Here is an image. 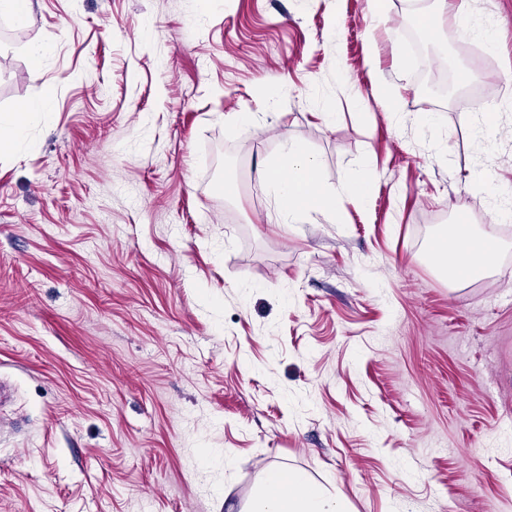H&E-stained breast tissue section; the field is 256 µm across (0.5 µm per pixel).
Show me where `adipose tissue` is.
Here are the masks:
<instances>
[{"label":"adipose tissue","instance_id":"1","mask_svg":"<svg viewBox=\"0 0 512 512\" xmlns=\"http://www.w3.org/2000/svg\"><path fill=\"white\" fill-rule=\"evenodd\" d=\"M318 161L300 143L286 141L284 153L269 182L280 212L296 223L309 211L323 206L327 198L313 193ZM253 512H344L338 500L310 486L297 470L269 468L262 479V493Z\"/></svg>","mask_w":512,"mask_h":512}]
</instances>
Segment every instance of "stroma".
<instances>
[{"label": "stroma", "instance_id": "1", "mask_svg": "<svg viewBox=\"0 0 512 512\" xmlns=\"http://www.w3.org/2000/svg\"><path fill=\"white\" fill-rule=\"evenodd\" d=\"M31 0L0 15V512H512V0ZM483 89L427 91L431 74ZM388 91L399 109L389 119ZM228 112L244 121L225 122ZM334 207L283 223L285 139ZM370 170L368 189L352 176ZM502 248L450 285L453 228ZM43 101H32L30 102L25 110L27 112L36 111L44 105ZM27 112H19L10 120L11 132L8 136H3L1 132L0 136V153H7L13 151L18 145L19 141L23 137L25 115ZM262 493L251 512H345L341 502L310 486L297 470L269 468L262 479Z\"/></svg>", "mask_w": 512, "mask_h": 512}]
</instances>
